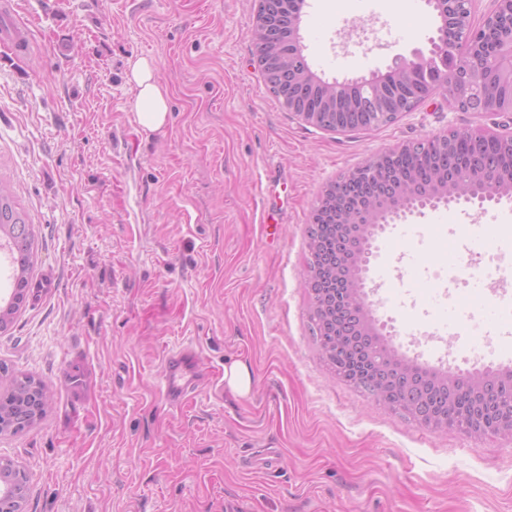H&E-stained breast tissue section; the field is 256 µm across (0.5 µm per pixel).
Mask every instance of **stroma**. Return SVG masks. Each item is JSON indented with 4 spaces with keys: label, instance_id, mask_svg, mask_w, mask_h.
Instances as JSON below:
<instances>
[{
    "label": "stroma",
    "instance_id": "35a3bbf8",
    "mask_svg": "<svg viewBox=\"0 0 512 512\" xmlns=\"http://www.w3.org/2000/svg\"><path fill=\"white\" fill-rule=\"evenodd\" d=\"M257 6L14 0L31 48L0 61V184L37 252L0 361L53 393L42 421L0 435L29 476L24 512H512V438L425 428L338 378L303 277L329 182L491 117L437 95L372 130L309 126L254 66ZM437 25L426 0H307L299 34L313 70L343 79L427 49ZM137 56L169 99L149 134ZM373 246L371 310L400 355L512 371V199L424 209ZM185 346L197 389L180 408L162 369ZM234 361L243 398L224 386ZM129 82L137 90L134 111L144 132H155L165 126L168 119V95L157 75L153 60L145 57L130 58L127 62ZM224 381L232 394L246 396L252 388V375L248 365L236 361L229 367H224Z\"/></svg>",
    "mask_w": 512,
    "mask_h": 512
}]
</instances>
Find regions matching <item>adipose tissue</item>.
<instances>
[{
  "instance_id": "ef3b65f1",
  "label": "adipose tissue",
  "mask_w": 512,
  "mask_h": 512,
  "mask_svg": "<svg viewBox=\"0 0 512 512\" xmlns=\"http://www.w3.org/2000/svg\"><path fill=\"white\" fill-rule=\"evenodd\" d=\"M127 74L136 88L134 111L144 132H155L165 126L168 119V95L157 75L153 60L136 57L127 62Z\"/></svg>"
}]
</instances>
